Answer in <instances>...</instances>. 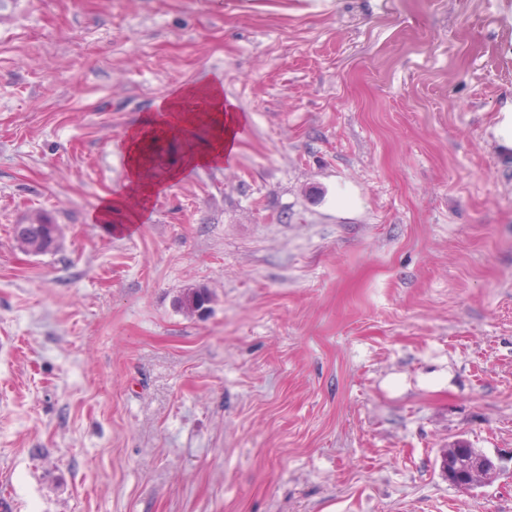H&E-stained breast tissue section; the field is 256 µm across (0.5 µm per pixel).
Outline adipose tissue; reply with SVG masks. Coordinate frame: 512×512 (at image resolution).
Wrapping results in <instances>:
<instances>
[{
  "label": "adipose tissue",
  "instance_id": "adipose-tissue-1",
  "mask_svg": "<svg viewBox=\"0 0 512 512\" xmlns=\"http://www.w3.org/2000/svg\"><path fill=\"white\" fill-rule=\"evenodd\" d=\"M196 99L206 100L204 110L190 109V101ZM243 122V114L225 101L221 82L178 89L158 105L154 114L124 132L128 173L125 186L97 204L90 214L91 221L108 225L113 214L118 213L124 217L122 231L136 229L144 222L146 204L156 191L190 170L222 165L236 149V135ZM172 136L185 143L182 161L178 167L155 170L150 148Z\"/></svg>",
  "mask_w": 512,
  "mask_h": 512
}]
</instances>
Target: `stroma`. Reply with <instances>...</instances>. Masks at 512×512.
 Instances as JSON below:
<instances>
[{
  "instance_id": "stroma-1",
  "label": "stroma",
  "mask_w": 512,
  "mask_h": 512,
  "mask_svg": "<svg viewBox=\"0 0 512 512\" xmlns=\"http://www.w3.org/2000/svg\"><path fill=\"white\" fill-rule=\"evenodd\" d=\"M212 80L223 166L92 223L126 128ZM511 102L512 0H6L11 512H512ZM458 440L504 474L449 483ZM50 223V220L47 219ZM48 222L33 227L30 234L22 241L15 239L20 248L33 255L46 254L57 248V226ZM211 300L208 288H187L177 298L181 310L194 313L201 310Z\"/></svg>"
}]
</instances>
